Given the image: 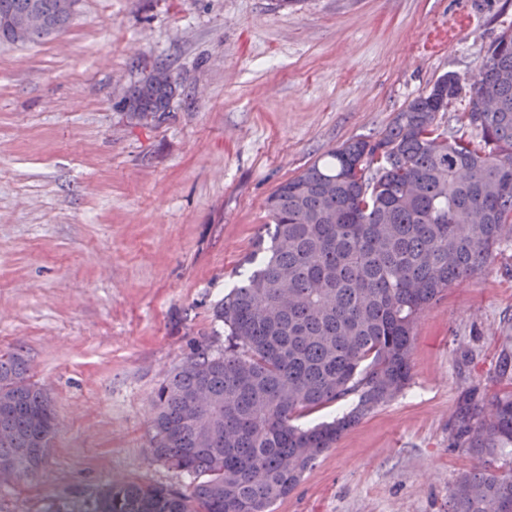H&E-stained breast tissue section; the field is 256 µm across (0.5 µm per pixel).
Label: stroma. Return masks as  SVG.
<instances>
[{"label": "stroma", "mask_w": 512, "mask_h": 512, "mask_svg": "<svg viewBox=\"0 0 512 512\" xmlns=\"http://www.w3.org/2000/svg\"><path fill=\"white\" fill-rule=\"evenodd\" d=\"M512 0H79L60 36L0 44V350L23 348L58 432L0 512H86L109 485L188 486L153 460L152 395L215 310L266 200L383 133L452 72L471 83ZM165 119L131 118L156 66ZM512 245L419 317L409 385L326 451L275 512H448L479 459L466 395L512 393Z\"/></svg>", "instance_id": "stroma-1"}]
</instances>
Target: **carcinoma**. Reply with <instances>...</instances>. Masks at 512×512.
Here are the masks:
<instances>
[{
    "instance_id": "obj_1",
    "label": "carcinoma",
    "mask_w": 512,
    "mask_h": 512,
    "mask_svg": "<svg viewBox=\"0 0 512 512\" xmlns=\"http://www.w3.org/2000/svg\"><path fill=\"white\" fill-rule=\"evenodd\" d=\"M63 0H0V44H18L14 23L39 7L44 26L25 42L62 34L74 13ZM173 85L134 87L124 107L165 118ZM466 100L450 136L438 114ZM415 192L406 196L402 186ZM263 257L247 259L216 318L224 346L197 344L156 387L154 460L190 478L188 489L114 484L92 512H275L327 450L409 384L420 314L451 285L488 266L512 242V29L489 45L474 81L449 72L410 100L376 138L346 141L268 198ZM21 348L0 351V461L24 458L55 438L51 399L30 379ZM211 405L185 406L200 387ZM331 422L297 418L348 396ZM477 456L512 452V394L492 413L467 398L452 428ZM448 512H512V475L480 467L458 476Z\"/></svg>"
}]
</instances>
